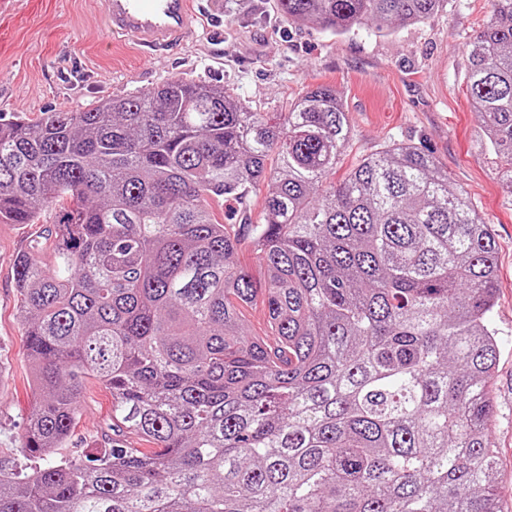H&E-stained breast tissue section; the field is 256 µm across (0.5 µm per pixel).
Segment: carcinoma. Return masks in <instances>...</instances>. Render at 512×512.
I'll use <instances>...</instances> for the list:
<instances>
[{
	"label": "carcinoma",
	"instance_id": "obj_1",
	"mask_svg": "<svg viewBox=\"0 0 512 512\" xmlns=\"http://www.w3.org/2000/svg\"><path fill=\"white\" fill-rule=\"evenodd\" d=\"M442 4L279 0L337 35L421 24ZM490 6L465 81L512 206V0ZM350 140L324 84L275 124L226 86L180 79L37 123L0 117V221L71 199L55 268L30 252L14 268L35 391L23 448L63 447L89 375L112 421L152 445L0 471V512H502L494 234L404 141L328 181ZM261 183L259 222L213 220L208 199ZM259 295L271 341L241 322Z\"/></svg>",
	"mask_w": 512,
	"mask_h": 512
}]
</instances>
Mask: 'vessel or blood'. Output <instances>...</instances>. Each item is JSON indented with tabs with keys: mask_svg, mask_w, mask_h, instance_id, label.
<instances>
[{
	"mask_svg": "<svg viewBox=\"0 0 512 512\" xmlns=\"http://www.w3.org/2000/svg\"><path fill=\"white\" fill-rule=\"evenodd\" d=\"M113 37L141 50L167 51L181 44L192 26V0H103Z\"/></svg>",
	"mask_w": 512,
	"mask_h": 512,
	"instance_id": "obj_1",
	"label": "vessel or blood"
}]
</instances>
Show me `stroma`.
Wrapping results in <instances>:
<instances>
[{"mask_svg": "<svg viewBox=\"0 0 512 512\" xmlns=\"http://www.w3.org/2000/svg\"><path fill=\"white\" fill-rule=\"evenodd\" d=\"M212 3L183 44L145 55L107 33L102 0H0V113L35 122L47 112L88 110L183 79L230 87L274 122L302 91L327 84L342 99L352 128L338 174L391 140L428 149L452 187L469 195L498 245L500 288L491 323L500 353L491 381V438L502 512H512V207L475 148L478 119L463 80L465 44L484 27L489 0H445L424 23L397 24L386 35L365 27L340 36L315 23L289 22L278 0ZM265 193L258 187L242 205L218 198L211 210L221 224L255 223ZM69 205L66 198L56 201L36 224L0 223V471L6 473H25L33 465L22 449L34 395L14 264L37 243L40 259L52 264L47 234ZM116 440L148 447L140 436L113 430L112 396L88 377L64 448L40 464L78 460Z\"/></svg>", "mask_w": 512, "mask_h": 512, "instance_id": "1", "label": "stroma"}]
</instances>
